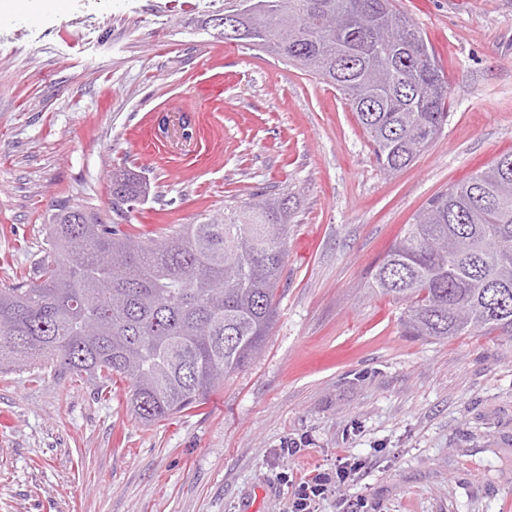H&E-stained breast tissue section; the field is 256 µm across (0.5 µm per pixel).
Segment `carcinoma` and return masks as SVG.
Here are the masks:
<instances>
[{
	"instance_id": "obj_1",
	"label": "carcinoma",
	"mask_w": 512,
	"mask_h": 512,
	"mask_svg": "<svg viewBox=\"0 0 512 512\" xmlns=\"http://www.w3.org/2000/svg\"><path fill=\"white\" fill-rule=\"evenodd\" d=\"M298 65L350 103L388 174L407 168L448 121L450 90L419 30L391 0H235L214 22ZM288 31L283 44L280 36ZM512 153L428 203L376 266L370 287L405 303L409 336L512 340ZM142 181L112 196L136 205ZM288 197L261 198L161 241L64 205L35 283L0 284V373L87 376L149 424L201 405L262 350L277 317Z\"/></svg>"
}]
</instances>
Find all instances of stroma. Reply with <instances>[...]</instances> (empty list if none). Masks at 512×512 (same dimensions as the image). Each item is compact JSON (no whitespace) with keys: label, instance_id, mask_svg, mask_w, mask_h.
I'll return each instance as SVG.
<instances>
[{"label":"stroma","instance_id":"obj_1","mask_svg":"<svg viewBox=\"0 0 512 512\" xmlns=\"http://www.w3.org/2000/svg\"><path fill=\"white\" fill-rule=\"evenodd\" d=\"M394 6L451 104L393 175L333 87L223 40L224 0L0 14V283L35 280L64 203L157 238L290 199L277 320L205 403L143 425L91 379L0 375V512H294L296 480L343 453L363 466L317 512H512V340L405 335L370 286L434 196L512 152V0ZM123 172L149 185L133 210Z\"/></svg>","mask_w":512,"mask_h":512}]
</instances>
